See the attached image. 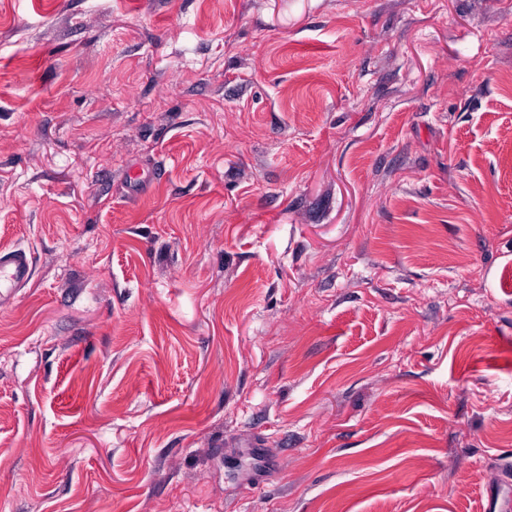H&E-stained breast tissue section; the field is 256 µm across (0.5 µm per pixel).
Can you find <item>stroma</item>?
I'll return each instance as SVG.
<instances>
[{
	"label": "stroma",
	"instance_id": "35a3bbf8",
	"mask_svg": "<svg viewBox=\"0 0 512 512\" xmlns=\"http://www.w3.org/2000/svg\"><path fill=\"white\" fill-rule=\"evenodd\" d=\"M11 248L0 512H483L512 0H0ZM33 265L24 250L0 252V306L7 304L32 279Z\"/></svg>",
	"mask_w": 512,
	"mask_h": 512
}]
</instances>
